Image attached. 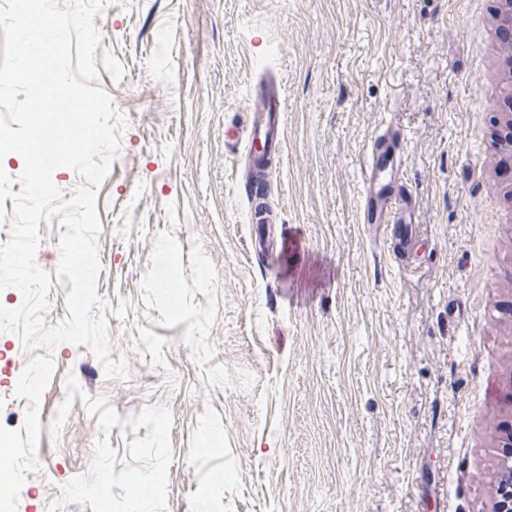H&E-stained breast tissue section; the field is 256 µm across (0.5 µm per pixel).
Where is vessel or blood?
I'll list each match as a JSON object with an SVG mask.
<instances>
[{
  "label": "vessel or blood",
  "mask_w": 512,
  "mask_h": 512,
  "mask_svg": "<svg viewBox=\"0 0 512 512\" xmlns=\"http://www.w3.org/2000/svg\"><path fill=\"white\" fill-rule=\"evenodd\" d=\"M284 110L285 100L278 85L255 89L254 103L247 119L251 170H258L264 156L283 145ZM401 169L402 161L393 136L386 132L378 134L365 161L362 223H411V200L401 179Z\"/></svg>",
  "instance_id": "b4317fda"
}]
</instances>
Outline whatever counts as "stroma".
<instances>
[{
    "label": "stroma",
    "instance_id": "35a3bbf8",
    "mask_svg": "<svg viewBox=\"0 0 512 512\" xmlns=\"http://www.w3.org/2000/svg\"><path fill=\"white\" fill-rule=\"evenodd\" d=\"M501 0H135L95 19L126 119L96 201L107 377L59 344L17 512H491L512 419ZM282 81L256 213L242 125ZM392 127L415 222L364 224ZM170 280L156 271L159 248ZM30 356L0 332V425Z\"/></svg>",
    "mask_w": 512,
    "mask_h": 512
}]
</instances>
